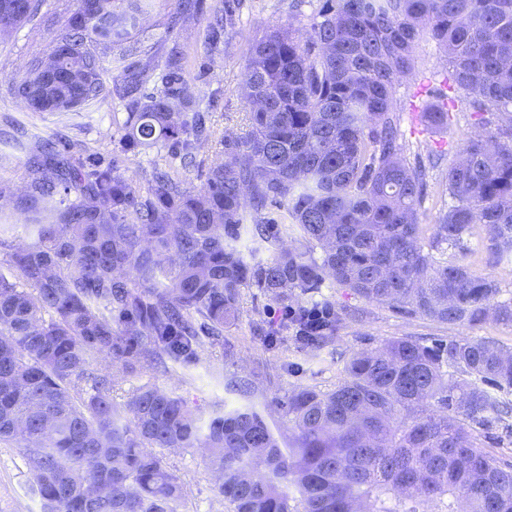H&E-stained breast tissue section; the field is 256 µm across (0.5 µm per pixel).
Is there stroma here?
<instances>
[{"mask_svg":"<svg viewBox=\"0 0 512 512\" xmlns=\"http://www.w3.org/2000/svg\"><path fill=\"white\" fill-rule=\"evenodd\" d=\"M224 0H204L202 13L183 23L173 36H165L158 16L145 18L132 43L130 61L144 68L151 79L162 73L172 42H179L186 53L185 79L188 91L204 104L207 135L194 149V162L183 167L166 149L154 148L138 154L123 150L120 124L125 108L111 94L80 112H31L12 94L11 86L22 80L30 59L41 52L52 32L65 23L71 0H43L42 22H27L0 35V222L16 223L19 205L27 192L30 170L45 147H53L64 157L92 164L118 161L120 171L139 190H147L155 168H166L180 187L202 188L209 167L224 160L226 134H244L248 129L249 108L241 96L248 55V40L267 29L293 25L307 30L319 0H240V22L234 33L218 45L206 39L211 11ZM410 77L399 79L394 88L395 113L404 134L403 154L409 164L425 163L427 196L423 203L429 219L447 211L450 198L445 174L449 146H460L474 132V118L465 92H457L458 104L447 131H423L416 115L435 102L444 90L449 71L444 50L429 36L417 40ZM490 239L486 225H473L467 243L472 250L468 261L476 274L492 276L502 297L512 296V262L487 265L484 249ZM325 303L343 309L346 321L336 340L319 359H310L299 347L292 331H282L276 345H266L261 328L271 326L270 314L276 305L260 289L241 290L240 316L225 328L221 339L206 345L198 360L187 367L154 366L126 373L121 364L97 359L95 373L112 375V400L126 402L132 392L152 384L175 392L189 406L204 413L253 404L273 427L281 441L291 440L294 430L288 420L285 401L300 387L329 391L343 377L345 361L359 351L373 349L389 340L411 338L424 344L461 336L481 339L512 351V326L487 322L482 325L453 326L436 323L420 315L403 314L389 305L364 300L334 281H325L319 292L306 299V306ZM253 378L250 397L238 393L234 384ZM483 450L502 463H512V415L492 422L489 429H474ZM166 463L182 478L188 512H229L217 493L216 481L202 450L169 451ZM0 512H42L37 496L28 489V466L24 444H0Z\"/></svg>","mask_w":512,"mask_h":512,"instance_id":"35a3bbf8","label":"stroma"}]
</instances>
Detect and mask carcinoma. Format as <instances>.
Listing matches in <instances>:
<instances>
[{
    "mask_svg": "<svg viewBox=\"0 0 512 512\" xmlns=\"http://www.w3.org/2000/svg\"><path fill=\"white\" fill-rule=\"evenodd\" d=\"M74 2L14 95L32 112H79L110 79L129 101L125 150L194 148L202 127L179 44L145 97L125 45L142 16L157 14L171 34L201 0ZM39 8L0 0V31ZM236 23L224 0L207 36L215 44ZM423 32L448 52L451 88L467 93L478 127L448 166L451 205L431 246L461 252L471 226L485 224L500 262L512 256V0H322L306 40L290 25L264 31L245 69L249 131L224 136L225 160L197 191L160 172L143 197L111 164L87 170L44 154L22 208L32 243L11 253L12 277L0 274V443L25 441L42 512H188L163 451L191 448L206 452L233 512H292V492L302 512H512V465L467 426L509 412L500 393L512 390V353L488 342L397 338L352 355L333 390L288 395L297 437L286 448L253 407L206 420L149 384L121 406L112 374L91 371L100 356L128 373L191 362L202 334L238 320L246 286L292 310L289 326L315 352L345 320L327 304L321 326H307L304 298L328 277L441 324L512 326V297L499 300L493 279L421 245L426 173L402 158L393 90ZM102 44L115 50L108 59ZM449 111L422 119L446 129ZM269 202L283 208L278 218L244 223L247 208ZM290 225L305 244L259 258ZM450 368L466 379L448 378Z\"/></svg>",
    "mask_w": 512,
    "mask_h": 512,
    "instance_id": "cac0c4a2",
    "label": "carcinoma"
}]
</instances>
